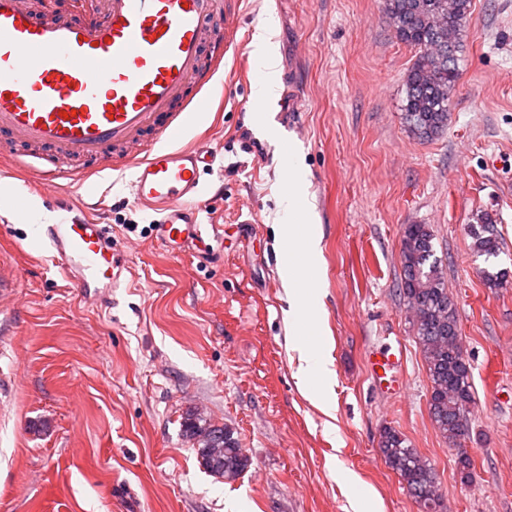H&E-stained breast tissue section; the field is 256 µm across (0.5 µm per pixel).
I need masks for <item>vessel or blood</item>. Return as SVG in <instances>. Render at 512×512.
Masks as SVG:
<instances>
[{"instance_id": "obj_1", "label": "vessel or blood", "mask_w": 512, "mask_h": 512, "mask_svg": "<svg viewBox=\"0 0 512 512\" xmlns=\"http://www.w3.org/2000/svg\"><path fill=\"white\" fill-rule=\"evenodd\" d=\"M237 28L224 0H103L101 11L62 14L54 0H0V139L38 148L44 189L66 178L131 171L135 202L160 215L154 238L168 250L200 238V177L215 154L181 144L196 97L215 80ZM92 160V170L59 167L60 156ZM46 235L64 271L82 288L114 286L106 225L83 218ZM374 385L399 393L401 354L367 357Z\"/></svg>"}]
</instances>
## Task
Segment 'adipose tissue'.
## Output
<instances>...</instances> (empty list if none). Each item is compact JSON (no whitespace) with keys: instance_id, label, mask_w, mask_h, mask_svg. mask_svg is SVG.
<instances>
[{"instance_id":"adipose-tissue-1","label":"adipose tissue","mask_w":512,"mask_h":512,"mask_svg":"<svg viewBox=\"0 0 512 512\" xmlns=\"http://www.w3.org/2000/svg\"><path fill=\"white\" fill-rule=\"evenodd\" d=\"M252 53L262 77L254 88L257 101L272 99L278 91V55L271 25L257 27L251 42ZM308 181L297 154L288 156V184L281 203L287 223L277 225L279 240V270L287 290L289 309L286 320L292 327H302L307 319L311 301L319 300L321 284L307 277L305 270L314 266L321 253L320 238L314 225L304 220V204L308 200ZM297 354V377L301 383L316 391L324 410H331L333 371L325 355L322 336H298L291 342Z\"/></svg>"}]
</instances>
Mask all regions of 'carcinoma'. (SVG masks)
Returning a JSON list of instances; mask_svg holds the SVG:
<instances>
[{"label": "carcinoma", "instance_id": "carcinoma-1", "mask_svg": "<svg viewBox=\"0 0 512 512\" xmlns=\"http://www.w3.org/2000/svg\"><path fill=\"white\" fill-rule=\"evenodd\" d=\"M470 10L471 0H385L395 37L415 49L405 78L402 119L420 140H432L448 126L459 79L458 53L463 48L462 32ZM471 237L477 255L487 260L498 257L496 225H478ZM401 257L399 293L415 314L414 337L431 382L430 415L443 438L457 448V468L465 479L472 460L461 441L469 435L473 373L462 346L456 305L435 255L430 225L402 226ZM181 426L186 438L194 442L197 459L206 472L234 481L248 468L249 457L228 426H219L192 411L182 416ZM379 452L425 512H436L437 476L409 440L387 427L380 435Z\"/></svg>", "mask_w": 512, "mask_h": 512}]
</instances>
